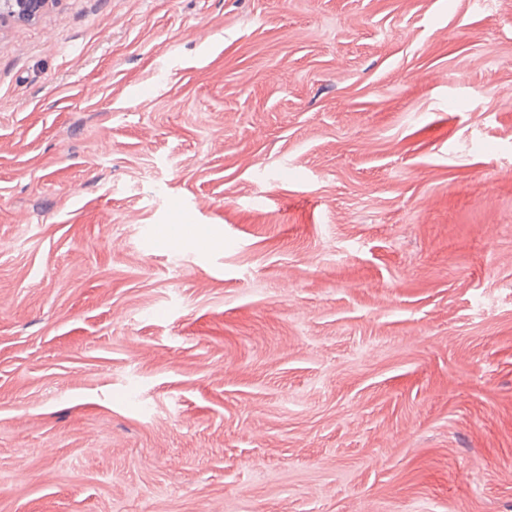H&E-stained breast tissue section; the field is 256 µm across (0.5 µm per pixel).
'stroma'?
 I'll return each instance as SVG.
<instances>
[{"label":"stroma","instance_id":"1","mask_svg":"<svg viewBox=\"0 0 512 512\" xmlns=\"http://www.w3.org/2000/svg\"><path fill=\"white\" fill-rule=\"evenodd\" d=\"M0 512H512V0L0 23Z\"/></svg>","mask_w":512,"mask_h":512}]
</instances>
